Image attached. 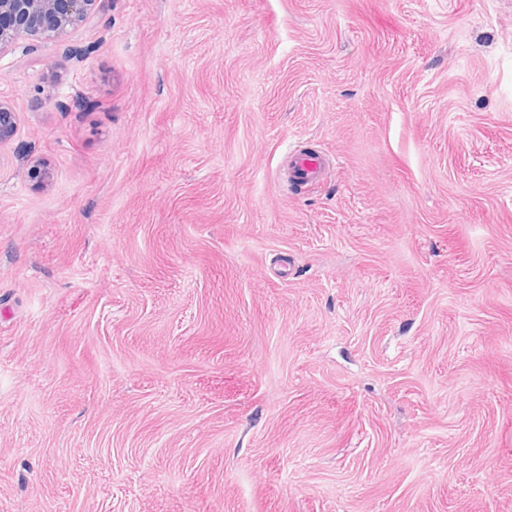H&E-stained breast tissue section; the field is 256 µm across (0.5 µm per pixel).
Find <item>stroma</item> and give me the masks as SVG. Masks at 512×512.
I'll return each instance as SVG.
<instances>
[{
    "label": "stroma",
    "instance_id": "stroma-1",
    "mask_svg": "<svg viewBox=\"0 0 512 512\" xmlns=\"http://www.w3.org/2000/svg\"><path fill=\"white\" fill-rule=\"evenodd\" d=\"M0 100V512H512V0H106ZM325 168V160L317 154L295 151L288 156V169L301 172L306 182L317 181L323 175Z\"/></svg>",
    "mask_w": 512,
    "mask_h": 512
}]
</instances>
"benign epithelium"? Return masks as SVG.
<instances>
[{
  "mask_svg": "<svg viewBox=\"0 0 512 512\" xmlns=\"http://www.w3.org/2000/svg\"><path fill=\"white\" fill-rule=\"evenodd\" d=\"M97 0H0V51L26 34L56 37L83 21ZM16 129L12 107L0 100V143L9 140Z\"/></svg>",
  "mask_w": 512,
  "mask_h": 512,
  "instance_id": "1",
  "label": "benign epithelium"
}]
</instances>
